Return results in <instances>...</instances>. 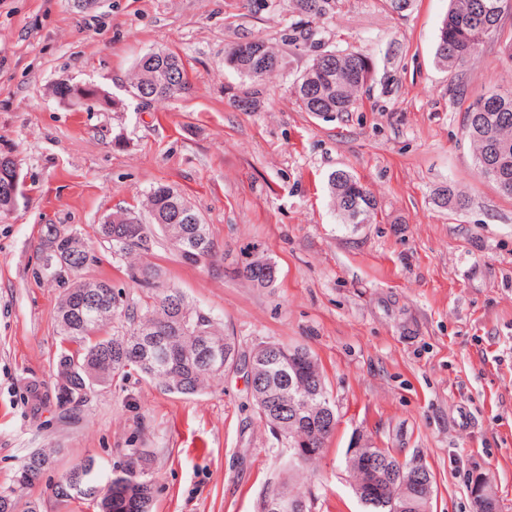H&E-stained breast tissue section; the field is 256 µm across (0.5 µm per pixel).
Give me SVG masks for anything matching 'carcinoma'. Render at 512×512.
Masks as SVG:
<instances>
[{
	"instance_id": "obj_1",
	"label": "carcinoma",
	"mask_w": 512,
	"mask_h": 512,
	"mask_svg": "<svg viewBox=\"0 0 512 512\" xmlns=\"http://www.w3.org/2000/svg\"><path fill=\"white\" fill-rule=\"evenodd\" d=\"M337 0H292L297 20L291 27V41L303 33L311 23L326 20L334 13ZM512 0H450L448 14L442 21L436 49L437 62L453 67L467 62L482 44V38L501 41L503 53L512 61V33L506 35L501 21ZM260 54L243 58L235 49L225 57V65L251 81L234 98L241 101L261 102L260 82L283 66L278 50L264 40L258 41ZM154 74L155 83L146 88L141 85V71ZM372 76L371 58L354 51L329 50L312 62L296 77L293 90L301 108L315 116L349 112L355 107L359 94ZM188 90L187 70L179 55L165 50H152L141 56L128 86L129 95L141 102L175 98ZM465 135L472 149L477 174L493 181L499 190L512 196V88L493 91L475 98L467 108ZM345 170H337L329 177L333 210L346 224H369L376 209V200L357 193L349 180L343 179ZM189 203L176 189L159 184L147 194L138 209L123 210L120 221L103 220L98 233L112 253L132 259L150 250L153 231L164 236L186 262L197 263L196 254L207 262L217 254V246L209 225L187 224L177 218V207ZM89 260V252L72 255L67 249L54 259L51 267L39 263L36 275L58 283L64 288L62 298L78 306L83 289L77 273ZM256 262L251 261L239 274L258 288L274 284L271 278L255 274ZM132 278L155 287L153 303L130 302L112 295V314L102 315L84 327H67L58 323L61 348L56 369L71 371L70 397L55 395L64 407L85 401L88 391L96 386L105 387L118 378L124 379L132 371L156 382L166 392L183 396L202 393L209 382L239 366L241 357L235 337L227 336L210 313L192 305L186 296L174 287H157L158 270L149 263L131 265ZM177 328L172 336V357H159L149 351H138L142 330ZM248 362L258 366L262 384L254 388L253 398L257 412L274 434L288 441V465L307 464L322 453L325 443L335 427L326 417L336 416L326 382L316 383L323 376L318 358L303 345L288 346L265 343L257 346L248 356ZM293 378L297 396L324 407L322 414L307 422L288 423V412L276 406L282 385ZM56 449L42 448L29 454L20 464L11 483L0 488V512H16L19 501L44 471L42 462L53 458ZM364 456H376L386 463L389 475L377 481L361 499L367 512H429L427 501L414 499L395 510L402 468L388 448L361 449ZM84 460L72 468L78 484L87 491L104 482L101 467H88ZM112 482L106 512H148L145 503L127 490L136 487L148 489L154 485V476L148 459L135 448L124 453L112 467ZM56 500L69 502L82 500L98 509L95 500L72 491L65 479L53 488ZM265 496L286 498L298 505L294 512H310L306 495L285 481L273 484Z\"/></svg>"
}]
</instances>
